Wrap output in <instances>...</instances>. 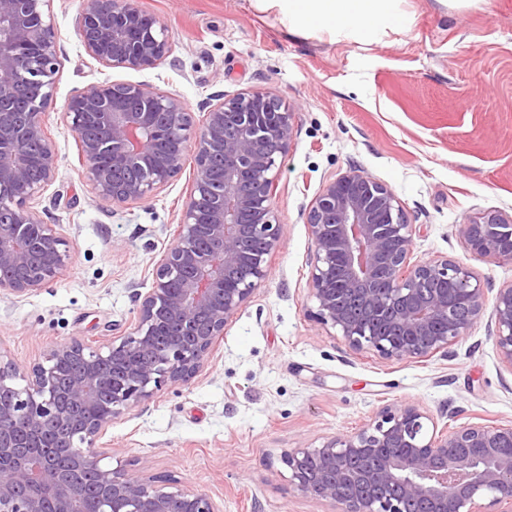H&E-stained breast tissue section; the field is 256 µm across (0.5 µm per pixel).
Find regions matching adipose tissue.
Listing matches in <instances>:
<instances>
[{
  "label": "adipose tissue",
  "instance_id": "adipose-tissue-1",
  "mask_svg": "<svg viewBox=\"0 0 512 512\" xmlns=\"http://www.w3.org/2000/svg\"><path fill=\"white\" fill-rule=\"evenodd\" d=\"M294 28L320 29L343 38L374 37L400 24L401 0H270Z\"/></svg>",
  "mask_w": 512,
  "mask_h": 512
}]
</instances>
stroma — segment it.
Returning <instances> with one entry per match:
<instances>
[{"label": "stroma", "mask_w": 512, "mask_h": 512, "mask_svg": "<svg viewBox=\"0 0 512 512\" xmlns=\"http://www.w3.org/2000/svg\"><path fill=\"white\" fill-rule=\"evenodd\" d=\"M139 3L172 48L154 69L101 67L76 34L83 0L53 2L57 81L44 122L58 165L39 206L70 257L43 288L0 290V360L24 372L53 344L76 337L94 347L128 334L190 191L191 152L146 199L100 202L62 116L67 100L92 83L146 84L181 98L198 126L210 97L262 91L293 111L297 130L277 160L280 240L269 278L196 377L113 420L101 440L106 465L208 493L223 512H336L293 489L284 453L355 432L400 400L453 427L512 424V372L491 340V314L447 355L403 362L346 351L311 318L304 219L323 183L354 167L387 185L420 225L416 257L460 262L490 298L512 283V262L474 257L462 233L485 212H512V0L464 10L403 0L406 22L373 41L289 30L280 8L253 0Z\"/></svg>", "instance_id": "35a3bbf8"}]
</instances>
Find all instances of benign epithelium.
<instances>
[{
  "mask_svg": "<svg viewBox=\"0 0 512 512\" xmlns=\"http://www.w3.org/2000/svg\"><path fill=\"white\" fill-rule=\"evenodd\" d=\"M53 2L0 0V288L15 296L54 282L69 260L66 239L36 208L57 165L43 121L55 89ZM77 34L105 68L153 69L171 53L165 26L138 0H84ZM63 117L105 204L148 197L182 170L190 148L196 170L132 332L98 347L78 338L52 346L23 388L16 366L0 361V512H222L205 493L101 464L97 443L123 411L194 378L267 281L279 242L276 157L294 141V113L266 92L219 94L191 136L180 98L105 82L76 91ZM306 224L313 317L349 351L392 362L446 355L482 318L481 283L455 260L414 257L420 228L366 173L327 180ZM507 233L512 214L495 210L464 227L474 254L512 261ZM493 316V344L512 370V284L497 290ZM67 360L80 370L61 383L56 368ZM282 461L298 492L337 512H512V424L441 427L410 400ZM87 468L97 486L92 510Z\"/></svg>",
  "mask_w": 512,
  "mask_h": 512,
  "instance_id": "7a95c632",
  "label": "benign epithelium"
}]
</instances>
